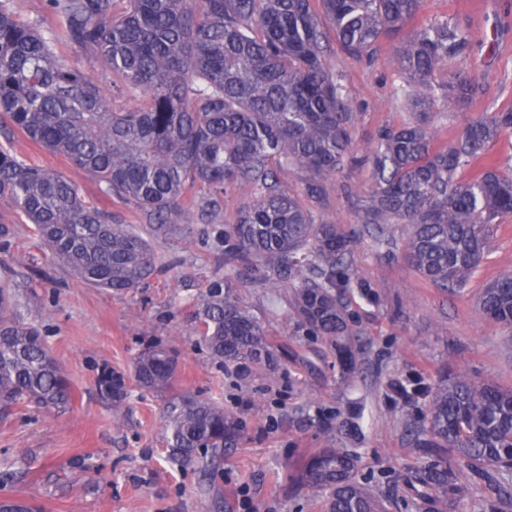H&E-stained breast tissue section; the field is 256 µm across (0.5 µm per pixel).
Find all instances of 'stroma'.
<instances>
[{
  "label": "stroma",
  "instance_id": "obj_1",
  "mask_svg": "<svg viewBox=\"0 0 512 512\" xmlns=\"http://www.w3.org/2000/svg\"><path fill=\"white\" fill-rule=\"evenodd\" d=\"M20 22L57 35L54 46L64 64L93 75L112 94V107H133L130 95L114 88L109 72L91 64L61 35L63 24L47 0H10ZM453 18L467 27L475 55L465 63L475 75L489 74V95L512 105V0H423L417 23ZM405 27L381 42L370 62L342 51L329 58L348 75V91L359 113L354 130L358 149L376 132L398 126L408 115L398 97L406 78L393 53L412 34ZM485 100L460 109L446 100L435 106L433 125L442 139H455L468 121L481 116ZM0 145L35 167L72 181L85 200L111 212L120 224H142L138 208L108 196L96 179L68 160L30 142L21 133L0 135ZM368 174L355 170L325 184L316 218L338 224L356 236L355 285L379 295L367 303L350 296L355 331L363 347L358 374H342L335 353L304 335L296 321L272 313L262 292L245 288L243 305L259 318L277 346L279 379L263 374L241 379L224 372L205 351L194 347L192 311L207 280L224 273V258L207 238L205 221L192 217L178 236L153 244L157 270L142 288L117 294L74 280L68 269L43 249L10 205L0 204V220L14 225L8 251H0V278L9 285L25 322L37 326L73 384L70 409L63 413L19 407L0 413V500L38 505L42 512H206L200 474L170 457L162 419L165 397L141 390L133 362L148 342L180 354L178 385L223 406L236 417L239 439L226 449L212 474L224 499L222 512H323L321 497L293 495L289 476L322 448H345L360 459L362 477L389 498L390 512H406L412 496L404 473L428 460L403 428V408L387 397L392 380L445 372L467 373L478 381L512 385V334L488 321L477 300L491 279L512 273V216L493 226L489 256L460 293L423 280L405 262L407 227H390L392 244L375 241L373 229L358 221L368 192ZM353 194H346V187ZM124 374L128 389L122 410L97 387L102 368ZM363 410L347 420L350 406Z\"/></svg>",
  "mask_w": 512,
  "mask_h": 512
}]
</instances>
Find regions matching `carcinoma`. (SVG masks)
<instances>
[{
  "instance_id": "carcinoma-1",
  "label": "carcinoma",
  "mask_w": 512,
  "mask_h": 512,
  "mask_svg": "<svg viewBox=\"0 0 512 512\" xmlns=\"http://www.w3.org/2000/svg\"><path fill=\"white\" fill-rule=\"evenodd\" d=\"M66 37L102 65L139 103L117 112L88 73L57 62L52 38L14 19L0 0V129L64 156L134 203L148 235L81 197L65 176L32 167L0 149V203L18 210L39 244L79 282L126 292L156 271L148 237L168 239L190 212L221 208V193L251 185L256 195L234 223L217 231L230 272L210 280L194 311V345L226 369L247 376L271 367L275 350L262 323L240 302L241 288L266 290L278 311L283 298L298 324L338 351L347 372L361 350L341 344L354 333L350 256L354 240L318 220L303 198L320 204L325 181L354 166L369 173L363 222L408 227L405 254L418 275L445 291L465 287L487 257L491 226L512 216V175L485 156L489 143L512 134V108L487 106L454 144L430 127L435 101L451 92L464 105L487 85L460 67L473 44L458 23L417 27L396 50L408 77L404 105L411 118L383 127L357 155L358 119L346 76L326 63L333 32L342 50L361 60L382 36L402 29L422 0H48ZM309 173L304 195L283 186L280 173ZM471 176L457 178L461 169ZM489 320L512 328V274L487 284L478 298ZM176 351L151 342L134 361L139 386L173 387ZM98 387L119 409L128 391L123 374L104 368ZM394 400L417 409L406 427L433 449L407 479L413 512H455L469 495L464 472L512 474V386L443 375L436 383L393 384ZM69 379L40 330L17 314L0 283V407L62 411L72 400ZM173 460L208 473L239 424L222 406L181 389L163 406ZM298 489L325 499V512H387L379 488L358 475V457L324 448L294 475ZM483 512H500L512 484H496Z\"/></svg>"
}]
</instances>
